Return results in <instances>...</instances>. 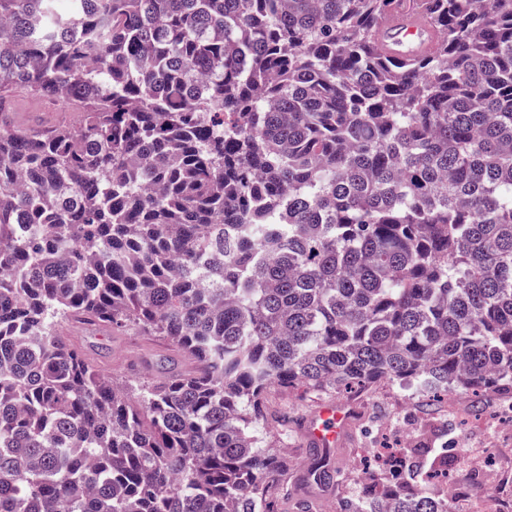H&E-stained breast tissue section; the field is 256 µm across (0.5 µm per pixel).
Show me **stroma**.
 <instances>
[{
    "instance_id": "35a3bbf8",
    "label": "stroma",
    "mask_w": 512,
    "mask_h": 512,
    "mask_svg": "<svg viewBox=\"0 0 512 512\" xmlns=\"http://www.w3.org/2000/svg\"><path fill=\"white\" fill-rule=\"evenodd\" d=\"M70 341L119 385L132 381L154 383L165 378L167 372L191 366L166 341L143 335L135 327L112 330L83 326L73 330ZM453 399L461 403L460 412H451L445 405L427 407L419 392L388 384L351 396L302 388H270L265 394V405L272 440L293 463L279 481L282 499L307 500L313 512H339L343 499L356 496L360 490L359 474L363 467L374 464L373 458H360L359 449L410 443L420 451L417 468L424 472L438 456L441 444L450 440L454 443L450 454L456 462L448 476L463 489L454 504L456 512H473L476 503L481 506L480 512H499L500 479L512 473V388L487 394L479 406L459 393ZM327 403L355 408L358 415L348 439L323 455L307 445L304 423ZM486 455L491 458L496 480L472 469L474 457ZM323 458L333 469L345 474L343 485L331 486L315 480L314 473Z\"/></svg>"
}]
</instances>
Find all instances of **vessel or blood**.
<instances>
[{"label":"vessel or blood","instance_id":"b4317fda","mask_svg":"<svg viewBox=\"0 0 512 512\" xmlns=\"http://www.w3.org/2000/svg\"><path fill=\"white\" fill-rule=\"evenodd\" d=\"M375 38L385 55L400 61L431 55L438 44V33L420 0H395ZM352 419L351 410L343 406L323 405L306 425L309 444L323 449L336 447L344 440Z\"/></svg>","mask_w":512,"mask_h":512}]
</instances>
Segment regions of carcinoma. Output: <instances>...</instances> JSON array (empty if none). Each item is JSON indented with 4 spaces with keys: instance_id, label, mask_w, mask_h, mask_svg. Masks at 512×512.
<instances>
[{
    "instance_id": "carcinoma-1",
    "label": "carcinoma",
    "mask_w": 512,
    "mask_h": 512,
    "mask_svg": "<svg viewBox=\"0 0 512 512\" xmlns=\"http://www.w3.org/2000/svg\"><path fill=\"white\" fill-rule=\"evenodd\" d=\"M391 2L0 0V512H278L271 385L512 386V0L406 62ZM72 322L192 368L133 396ZM411 452L342 512H452ZM40 99L26 93V97H21L17 104L16 112H14V126L18 129L26 128L33 120H41L45 123H68L72 121L73 113L68 115L67 119L63 118V113L69 112H44L40 109ZM43 117V118H42Z\"/></svg>"
}]
</instances>
